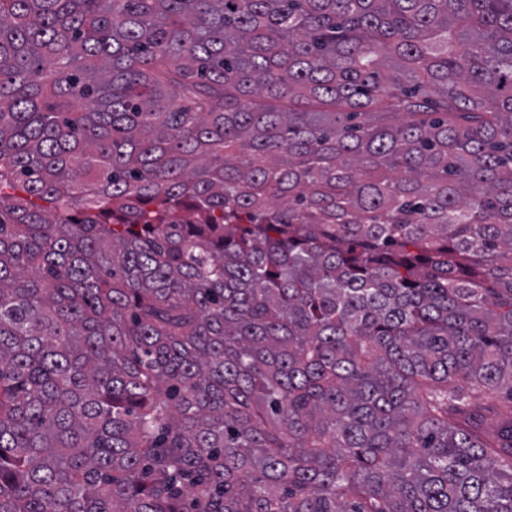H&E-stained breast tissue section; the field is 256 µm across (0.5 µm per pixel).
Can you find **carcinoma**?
Instances as JSON below:
<instances>
[{"instance_id":"carcinoma-1","label":"carcinoma","mask_w":512,"mask_h":512,"mask_svg":"<svg viewBox=\"0 0 512 512\" xmlns=\"http://www.w3.org/2000/svg\"><path fill=\"white\" fill-rule=\"evenodd\" d=\"M0 512H512V0H0ZM262 108H274L278 111H288V109L305 110V111H328L331 112V105H322L317 101H304L298 103L296 100H288V98L280 100L262 99L258 102Z\"/></svg>"}]
</instances>
